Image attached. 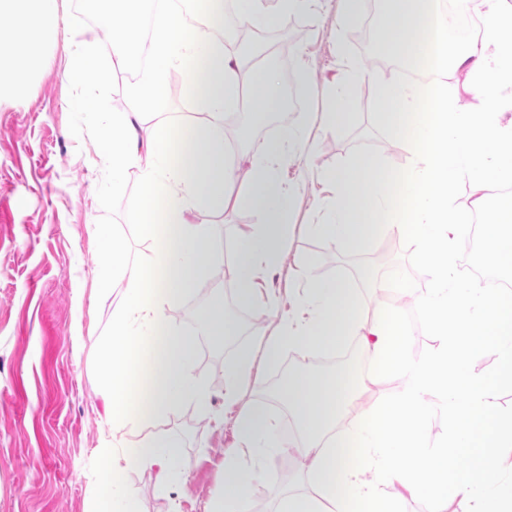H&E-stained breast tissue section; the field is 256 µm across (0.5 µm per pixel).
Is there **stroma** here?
Segmentation results:
<instances>
[{
	"label": "stroma",
	"instance_id": "obj_1",
	"mask_svg": "<svg viewBox=\"0 0 512 512\" xmlns=\"http://www.w3.org/2000/svg\"><path fill=\"white\" fill-rule=\"evenodd\" d=\"M380 4L364 0L359 21L344 22L339 0H317L312 10L240 38L235 16L224 20L228 46L248 41L271 55L286 79L282 109L257 121L241 112L236 122L246 139L232 151L235 165L247 164L251 142L284 137L289 129L308 125L317 105L346 61L336 53L344 42L347 61L401 82V70L376 52L374 21ZM61 35L49 49L23 96L0 102V512H92L93 492L103 466L122 475L137 497L141 512H207L224 490V458L233 454L235 411L224 404V364L241 344H255L270 333L271 316L260 303L237 298L232 265H224L221 282L199 284L182 294L169 319L182 331H197L211 298L224 297V316L232 334L223 343L199 349L195 376L213 394L210 419L185 407L166 418L131 427L106 421L97 363L104 335L112 324V309L121 292L91 301L93 277L100 253L91 233L93 224H112L123 238L133 267L146 263L151 244L132 221L140 194L137 172H130L123 190L104 195L106 177L94 164L97 122L72 124L70 102L76 92L97 104L100 112H129L126 70H115L107 83H82L68 74L74 41L88 31L80 0H62ZM160 113L173 121H194L198 109L185 87L181 70L171 69ZM309 159L292 160L282 179L301 190L285 222L288 243L274 287L302 293L312 279H347L362 305L365 321L389 316L392 308L413 312L382 291L383 283L405 276L426 291L421 250L410 237L378 233L366 246L348 248L311 235L306 227L320 223L332 205L330 187L317 173L358 156L378 161L393 172L413 161L411 144L397 137L376 112L371 80L354 89L350 114L331 131L313 134ZM306 370L370 374L372 367L351 338L337 350L284 352L279 371L254 367L245 380L242 404L263 407L279 423L287 446L280 454L256 462L244 457L250 472L255 512H274L287 489L305 491V461L295 451L299 428L285 416V400H270L277 375ZM166 431L180 443L188 468L175 492L160 495L143 469L129 466L124 454L152 434Z\"/></svg>",
	"mask_w": 512,
	"mask_h": 512
}]
</instances>
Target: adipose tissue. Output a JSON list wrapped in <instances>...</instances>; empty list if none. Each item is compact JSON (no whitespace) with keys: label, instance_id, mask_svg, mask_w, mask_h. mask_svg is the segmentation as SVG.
<instances>
[{"label":"adipose tissue","instance_id":"ef3b65f1","mask_svg":"<svg viewBox=\"0 0 512 512\" xmlns=\"http://www.w3.org/2000/svg\"><path fill=\"white\" fill-rule=\"evenodd\" d=\"M108 41L82 37L71 60L72 72L102 84L108 61L134 74L130 112L99 122L96 160L105 165L113 192H120L130 170H137L140 197L132 213L153 252L140 274L127 277L122 305L112 312V327L100 358L106 419L136 426L190 404L199 415L210 412L211 392L193 369L199 335L223 338L224 301L215 298L201 334H186L167 313L186 290L223 271V246L204 214L226 213L229 206L251 209L257 219L235 239V278L241 303L253 302L261 274L274 268L288 227L283 219L295 194L283 187L279 166L303 157L308 129H290L280 139L251 152L247 192L231 194L237 181L229 160L224 119L247 111L259 119L283 106V76L273 62L252 67L228 49L217 31L224 25L223 0H196L208 20L205 30H190L169 0H87ZM266 0H236L240 18L265 28L274 19L304 12L310 0H278L269 12ZM498 0H381L380 47L389 56L434 64L438 74L426 87L376 78L375 104L381 119L412 143L415 164L392 175L366 157L322 171L336 188L328 218L309 225L312 235L348 247L368 244L377 230L406 235L423 252L431 285L417 298L419 327L432 330L437 345L414 362L406 354L410 334L403 314L366 326L353 288L342 279L313 280L294 313L281 311L274 294L264 305L277 321L261 346L245 345L224 366L225 399H234L255 361L275 368L284 350L333 349L352 337L385 372L406 376V386L376 406L357 409L355 395L365 379L349 375L298 373L287 376L280 394L293 410L301 431L298 453L307 465L305 480L313 494L287 492L277 512H397L393 500L380 497L366 470L378 481L397 485L424 500L428 512H448L458 500L471 512H512V413L492 412L499 385H512V292L473 288L454 272V247L460 225L474 221L492 191L512 186V121L504 122L500 90L512 85V10ZM61 0H0V99L20 97L44 50L60 37ZM180 68L186 87L204 115L189 126L157 124L148 142L138 129L157 111L170 69ZM463 78L475 95L467 111L448 89L449 73ZM315 119L327 129L346 120L355 80L363 68L350 65ZM475 190L470 211L449 201L459 179ZM102 261L91 297H109L126 276L128 256L111 225L92 227ZM487 255L512 267V198L500 197L485 224ZM493 349L496 365L473 374V361ZM440 394L448 424L442 440H432L426 420L427 394ZM352 426L335 436L337 420ZM240 454L260 460L281 452L282 438L268 412L254 406L236 420ZM128 458L152 471L160 493H168L186 471L179 442L158 433L131 449ZM248 474L237 456L224 460V491L210 512H245ZM94 512H140L121 473L105 470L94 495Z\"/></svg>","mask_w":512,"mask_h":512}]
</instances>
